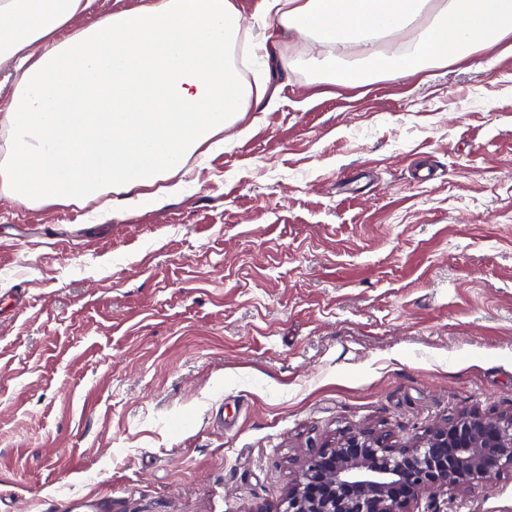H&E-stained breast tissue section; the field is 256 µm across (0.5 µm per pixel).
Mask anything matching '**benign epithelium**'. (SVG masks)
Masks as SVG:
<instances>
[{"mask_svg":"<svg viewBox=\"0 0 512 512\" xmlns=\"http://www.w3.org/2000/svg\"><path fill=\"white\" fill-rule=\"evenodd\" d=\"M512 470V418L466 412L396 447L352 433L311 451L279 512H414L424 499L483 485Z\"/></svg>","mask_w":512,"mask_h":512,"instance_id":"7a95c632","label":"benign epithelium"}]
</instances>
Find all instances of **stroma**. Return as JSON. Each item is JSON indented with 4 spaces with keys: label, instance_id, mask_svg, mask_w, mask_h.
I'll list each match as a JSON object with an SVG mask.
<instances>
[{
    "label": "stroma",
    "instance_id": "obj_1",
    "mask_svg": "<svg viewBox=\"0 0 512 512\" xmlns=\"http://www.w3.org/2000/svg\"><path fill=\"white\" fill-rule=\"evenodd\" d=\"M317 56L249 58L274 104L158 206L0 196V512H277L344 435L512 418V35L356 86ZM418 510L512 512V471Z\"/></svg>",
    "mask_w": 512,
    "mask_h": 512
}]
</instances>
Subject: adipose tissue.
<instances>
[{
    "label": "adipose tissue",
    "mask_w": 512,
    "mask_h": 512,
    "mask_svg": "<svg viewBox=\"0 0 512 512\" xmlns=\"http://www.w3.org/2000/svg\"><path fill=\"white\" fill-rule=\"evenodd\" d=\"M92 0H0V59L15 60L0 98V193L18 203L88 202L107 192L146 208L176 193L168 179L246 113L273 102L269 78L246 83L234 52L249 31L235 0H142L65 40ZM273 23L251 42L269 55L281 36L321 45V67L359 53L385 73L379 41L411 35L428 64L470 56L512 35V0H262Z\"/></svg>",
    "instance_id": "adipose-tissue-1"
}]
</instances>
